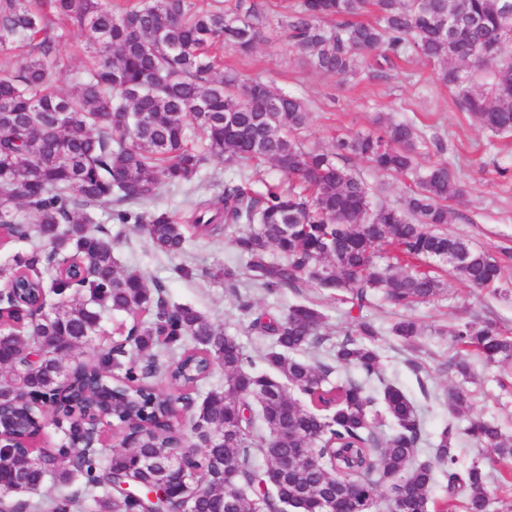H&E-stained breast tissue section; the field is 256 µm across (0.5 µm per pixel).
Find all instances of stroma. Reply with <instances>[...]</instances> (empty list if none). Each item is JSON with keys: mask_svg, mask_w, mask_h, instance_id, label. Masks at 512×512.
I'll return each instance as SVG.
<instances>
[{"mask_svg": "<svg viewBox=\"0 0 512 512\" xmlns=\"http://www.w3.org/2000/svg\"><path fill=\"white\" fill-rule=\"evenodd\" d=\"M289 2L268 0L267 23L257 46L247 55L224 50L225 67L235 70L241 79H257L302 99L310 110L302 133L308 148H331L336 137L377 130L383 121L412 123L430 146L420 164L450 161L465 189L462 197L448 202L452 220L444 225V232L493 256L512 255V137L491 134L469 113L459 110L451 90L439 81V66L434 62L418 58L398 61L387 66L381 78L369 68L351 80L316 72L278 26L282 7ZM352 167L373 188L375 200L381 204H398L414 187L410 177L378 172L361 159L353 160ZM110 211V206L99 207L96 219L119 235L114 255L121 267L140 272L148 284L162 285L172 301L202 312L237 337L255 361H262L269 345L251 331V318L242 310V303H250L257 312L273 313L286 311L297 302L317 305L336 335L351 321L349 304L313 284L296 292L271 294L244 272L232 289L225 287L223 280L212 278V268L235 265L237 228L193 239L187 254L170 257L156 252L144 234L112 223ZM180 265L192 267L193 277L177 276L175 269ZM441 275L446 289L412 312L422 326L415 348L404 347L389 332L400 318V310L378 297L362 312L380 331L376 348L385 380L400 387L418 410L422 436L413 458L417 464L434 461V445L451 416H458L463 423L476 416L493 418L512 432V381L500 386L501 368L482 363L452 343L455 326L472 318L499 322L512 336V258L502 270V285L508 294L500 298L462 283L450 268H443ZM452 355L470 364V378L447 370ZM455 388L464 390L470 400L469 408L457 414L448 403V393ZM455 450L460 465L481 461L490 490L497 498L512 502V469L506 462L493 461L491 451L477 447L463 434L457 436Z\"/></svg>", "mask_w": 512, "mask_h": 512, "instance_id": "stroma-1", "label": "stroma"}]
</instances>
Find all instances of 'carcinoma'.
Returning a JSON list of instances; mask_svg holds the SVG:
<instances>
[{
  "mask_svg": "<svg viewBox=\"0 0 512 512\" xmlns=\"http://www.w3.org/2000/svg\"><path fill=\"white\" fill-rule=\"evenodd\" d=\"M264 19L257 0H235L227 12L138 0L120 13L104 0H0V50L22 52L0 66V228L7 241L39 240L0 264V284L41 303L23 328L0 329V409L30 411L24 397L68 381L64 421L108 409L135 434L133 448L74 452L34 444L45 423L37 412L26 430L3 423V512H281L290 499L302 512H321L330 495L372 512L383 488L388 508L428 512L438 470L448 497L463 492L466 512H488L480 464L459 467L454 422L439 434L436 464L410 466L420 419L399 387L383 383L372 323L353 318L334 345L336 364L358 377L333 383L331 364L298 357L330 340L323 312L303 303L262 312L250 322L270 341L260 369L236 337L121 269L112 236L96 221L108 204L112 223L138 227L170 256L185 252L190 234L251 224L235 248L261 287L314 283L353 310L378 291L404 310L436 296L445 283L433 268L455 254L467 255L451 266L456 276L499 289L496 257L438 230L461 188L446 161L415 170L414 126L389 123L338 138L330 152L307 151L298 139L309 120L304 101L224 71L213 49L251 52ZM71 27L90 36L89 65L65 94L60 45ZM281 27L317 71L341 78L373 54L379 72L393 58L437 60L459 109L495 135L512 132V58L503 57L512 0H298ZM356 157L383 173L413 174L416 190L399 207L375 204L350 166ZM213 159L237 181L193 203L183 221L158 205L163 189L195 185ZM266 164L288 180H264ZM255 182L263 192L252 190ZM272 250L280 259H269ZM106 313L133 322L106 336ZM391 333L409 343L419 326L402 319ZM452 336L484 364L512 367V338L496 323L466 321ZM97 337L91 359L65 369ZM217 366L224 381L212 385ZM203 387L197 413L184 420L182 402ZM380 404L389 435L375 425ZM465 434L498 459L512 458V435L498 423L474 418ZM48 480L57 495L12 499L19 487L40 493ZM80 480L84 496L66 492Z\"/></svg>",
  "mask_w": 512,
  "mask_h": 512,
  "instance_id": "carcinoma-1",
  "label": "carcinoma"
}]
</instances>
